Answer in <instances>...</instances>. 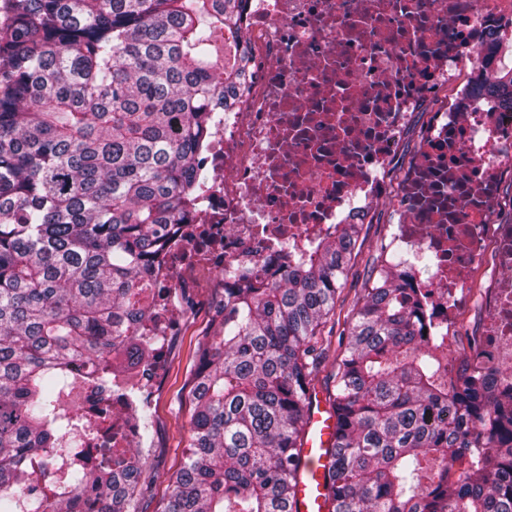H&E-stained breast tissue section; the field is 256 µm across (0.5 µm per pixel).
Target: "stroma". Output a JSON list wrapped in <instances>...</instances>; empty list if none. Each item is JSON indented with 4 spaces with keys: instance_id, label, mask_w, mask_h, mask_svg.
Segmentation results:
<instances>
[{
    "instance_id": "35a3bbf8",
    "label": "stroma",
    "mask_w": 512,
    "mask_h": 512,
    "mask_svg": "<svg viewBox=\"0 0 512 512\" xmlns=\"http://www.w3.org/2000/svg\"><path fill=\"white\" fill-rule=\"evenodd\" d=\"M397 215L392 203L375 207L369 224L363 225L358 241L361 251L353 262L344 292L346 302L361 297L368 286L365 269L369 259L380 252L407 257L406 249L394 242ZM218 284L207 288H191L193 303L178 336L170 341L166 350V365L162 386L147 406L153 437L147 450L154 478L145 484L139 501L140 512H163L169 498V478L180 469L188 440L189 412L186 397L189 374L197 360L202 333L211 318V307L221 296Z\"/></svg>"
}]
</instances>
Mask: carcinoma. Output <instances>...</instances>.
<instances>
[{
	"instance_id": "obj_1",
	"label": "carcinoma",
	"mask_w": 512,
	"mask_h": 512,
	"mask_svg": "<svg viewBox=\"0 0 512 512\" xmlns=\"http://www.w3.org/2000/svg\"><path fill=\"white\" fill-rule=\"evenodd\" d=\"M244 0H0V512H136L148 461L64 405L154 355L141 289L204 192L209 114L249 60L214 37ZM512 103V76L470 83ZM358 225L220 283L163 512H293L307 409ZM407 262L381 254L345 318L327 512H512V393L440 380Z\"/></svg>"
}]
</instances>
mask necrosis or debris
<instances>
[{"label": "necrosis or debris", "mask_w": 512, "mask_h": 512, "mask_svg": "<svg viewBox=\"0 0 512 512\" xmlns=\"http://www.w3.org/2000/svg\"><path fill=\"white\" fill-rule=\"evenodd\" d=\"M510 30L512 0H245L239 45L251 75L234 111L213 115L203 164L210 188L189 219L201 233L150 274L162 289L155 355L113 388L88 385L81 413L111 409L113 428L144 444L137 409L155 396L182 325L183 281L228 276L332 225L367 223L383 201L396 207V241L429 259L411 280L445 330L441 348L456 342L461 311L482 309L468 368L512 393V204L503 190L512 108L424 110L481 76L482 52L505 44ZM421 112L406 162L400 144Z\"/></svg>", "instance_id": "necrosis-or-debris-1"}]
</instances>
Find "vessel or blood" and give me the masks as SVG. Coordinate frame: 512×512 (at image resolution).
Segmentation results:
<instances>
[{
	"mask_svg": "<svg viewBox=\"0 0 512 512\" xmlns=\"http://www.w3.org/2000/svg\"><path fill=\"white\" fill-rule=\"evenodd\" d=\"M336 419L330 416L323 402H315L309 413L311 442L305 443L294 512H324V464L333 441Z\"/></svg>",
	"mask_w": 512,
	"mask_h": 512,
	"instance_id": "vessel-or-blood-1",
	"label": "vessel or blood"
}]
</instances>
